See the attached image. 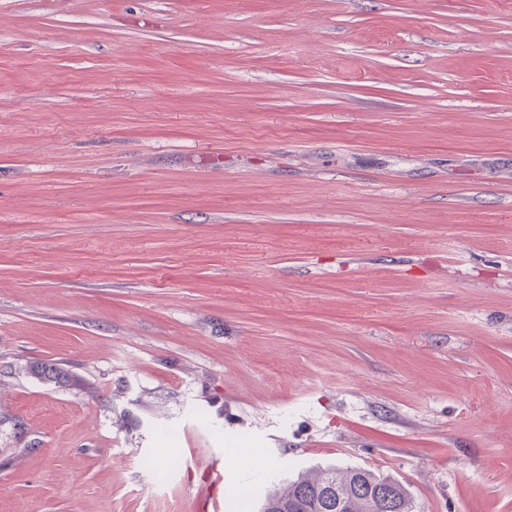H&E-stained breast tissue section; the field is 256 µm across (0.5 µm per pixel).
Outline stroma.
<instances>
[{"label": "stroma", "instance_id": "1", "mask_svg": "<svg viewBox=\"0 0 512 512\" xmlns=\"http://www.w3.org/2000/svg\"><path fill=\"white\" fill-rule=\"evenodd\" d=\"M329 464L512 512V0H0V512Z\"/></svg>", "mask_w": 512, "mask_h": 512}]
</instances>
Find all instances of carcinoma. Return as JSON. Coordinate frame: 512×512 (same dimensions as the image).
<instances>
[{
    "label": "carcinoma",
    "instance_id": "1",
    "mask_svg": "<svg viewBox=\"0 0 512 512\" xmlns=\"http://www.w3.org/2000/svg\"><path fill=\"white\" fill-rule=\"evenodd\" d=\"M260 512H412V505L400 482L333 465L272 487Z\"/></svg>",
    "mask_w": 512,
    "mask_h": 512
}]
</instances>
